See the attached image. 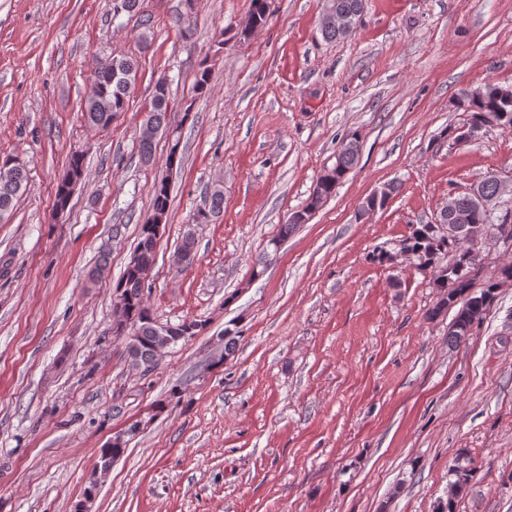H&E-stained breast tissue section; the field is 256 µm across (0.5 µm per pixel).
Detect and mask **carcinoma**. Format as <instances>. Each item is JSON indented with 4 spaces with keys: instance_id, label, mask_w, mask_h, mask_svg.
<instances>
[{
    "instance_id": "carcinoma-1",
    "label": "carcinoma",
    "mask_w": 512,
    "mask_h": 512,
    "mask_svg": "<svg viewBox=\"0 0 512 512\" xmlns=\"http://www.w3.org/2000/svg\"><path fill=\"white\" fill-rule=\"evenodd\" d=\"M270 0H251L250 17L253 25L260 28L268 23ZM330 9L348 15L351 19L364 8L363 0H328ZM357 23L349 27L336 28L332 25L320 27L324 39L329 41L344 40L350 37ZM137 75L136 60L131 57L112 58L105 64H97L96 80L92 94L86 99L82 117L88 124L107 128L119 113L125 111L130 89ZM167 83V78L161 77L154 85V92L148 107L145 121L152 125L157 132L164 133L172 128L169 113L170 93L159 89V84ZM457 106L469 113L467 127L472 128L481 124L487 112H502L507 114L504 124L512 128V86L487 82L471 90H463L457 98ZM155 136L139 135V156L142 163H153V143ZM360 140L357 132L348 133L342 141L336 156V163L325 170L317 179L316 187L307 205L288 217L285 224L280 226L278 238L273 243L288 237L299 225L307 223L310 216L330 197L336 194V186L359 161ZM84 176V158L79 153L71 155L68 169L56 191V206L64 208L69 202L68 186L70 182L80 181ZM28 172L24 166L0 165V217L6 218L13 209L15 198L27 189ZM210 204L199 209V212L214 222L224 208V187L216 183L209 190ZM485 201L492 206H499L502 211L512 212V199L501 198L497 172L486 173L476 184V193L463 192L448 200V218L444 223H454L457 213H466L470 224L478 225L491 237L495 235L500 217L480 206L479 201ZM169 209V186L162 178L155 183L152 213L140 226L138 243L135 252L138 253L140 265L128 264L116 291L120 293L121 302L127 319L131 321L134 335L137 337L135 354L131 361L140 364L143 369H149L152 364L154 345L157 343L155 318L144 301V277L154 266L156 259V241L151 234L149 225L156 223L158 218L167 217ZM398 246L409 250L417 263L416 271L422 275H430V282L443 289L441 299L426 313V317L434 319L449 308H457L452 324L448 329V345L457 346L464 342L474 325L476 314H485V301L496 297V290L507 282L512 281V265L504 266L501 279L489 283L479 292H472V281L478 268L468 253L456 247L454 241L442 236L434 230L431 223L417 224L409 236L402 239ZM451 255L452 259L444 264L442 258ZM452 480L448 482L454 497H459L465 486L473 478V471L455 464L449 469Z\"/></svg>"
}]
</instances>
